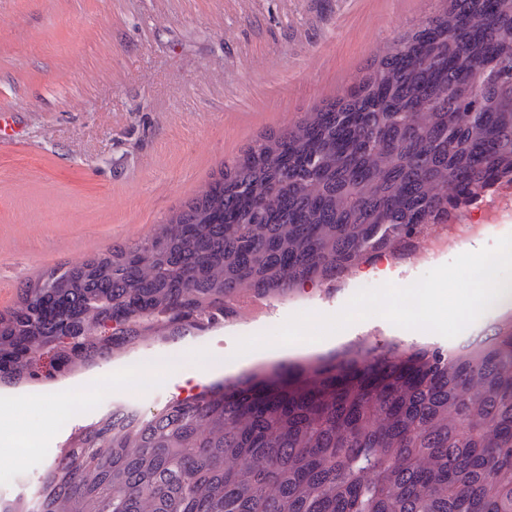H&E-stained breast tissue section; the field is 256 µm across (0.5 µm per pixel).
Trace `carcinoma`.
Masks as SVG:
<instances>
[{
	"label": "carcinoma",
	"instance_id": "1",
	"mask_svg": "<svg viewBox=\"0 0 512 512\" xmlns=\"http://www.w3.org/2000/svg\"><path fill=\"white\" fill-rule=\"evenodd\" d=\"M488 2L447 0L152 236L26 281L0 312V383L33 381L24 347L76 374L221 325L245 293L331 283L512 181V0ZM283 375L89 425L48 475L69 494L44 482L40 512H512V329L476 354L363 342Z\"/></svg>",
	"mask_w": 512,
	"mask_h": 512
}]
</instances>
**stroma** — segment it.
Instances as JSON below:
<instances>
[{
    "label": "stroma",
    "mask_w": 512,
    "mask_h": 512,
    "mask_svg": "<svg viewBox=\"0 0 512 512\" xmlns=\"http://www.w3.org/2000/svg\"><path fill=\"white\" fill-rule=\"evenodd\" d=\"M444 0H0V312L40 271L151 236L258 136L346 93ZM351 291L309 284L273 301L260 325L180 339L231 360L224 378L342 352L358 321L323 342L235 356L238 339L299 312L338 313ZM95 368L40 387L66 403L36 446L0 442V479L37 496L72 436L133 401L148 416L185 397L177 379L103 392ZM0 387V398L29 396Z\"/></svg>",
    "instance_id": "stroma-1"
}]
</instances>
